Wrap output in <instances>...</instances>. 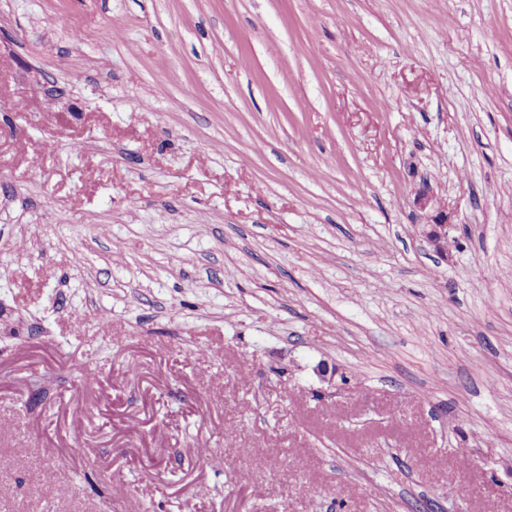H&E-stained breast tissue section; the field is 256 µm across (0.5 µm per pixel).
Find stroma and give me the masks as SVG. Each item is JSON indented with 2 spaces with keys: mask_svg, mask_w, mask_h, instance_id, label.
<instances>
[{
  "mask_svg": "<svg viewBox=\"0 0 512 512\" xmlns=\"http://www.w3.org/2000/svg\"><path fill=\"white\" fill-rule=\"evenodd\" d=\"M490 505L512 0H0V512ZM445 210L439 211V217L435 219V224H430L428 231V239L433 245L435 251L440 254L448 252V227L452 224L448 223V213L442 214Z\"/></svg>",
  "mask_w": 512,
  "mask_h": 512,
  "instance_id": "35a3bbf8",
  "label": "stroma"
}]
</instances>
